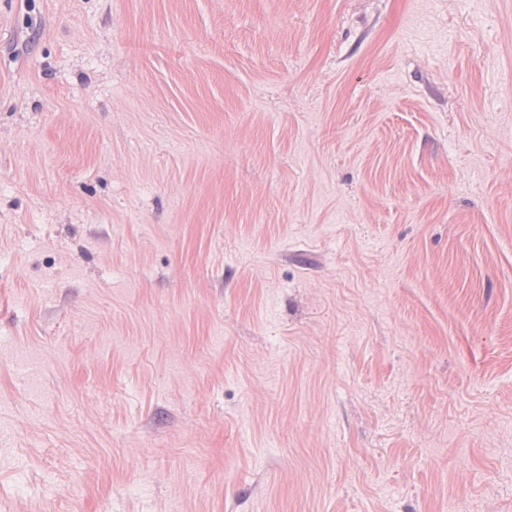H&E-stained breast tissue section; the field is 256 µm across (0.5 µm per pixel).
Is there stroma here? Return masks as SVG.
Segmentation results:
<instances>
[{"instance_id":"obj_1","label":"stroma","mask_w":512,"mask_h":512,"mask_svg":"<svg viewBox=\"0 0 512 512\" xmlns=\"http://www.w3.org/2000/svg\"><path fill=\"white\" fill-rule=\"evenodd\" d=\"M0 512H512V0H0Z\"/></svg>"}]
</instances>
